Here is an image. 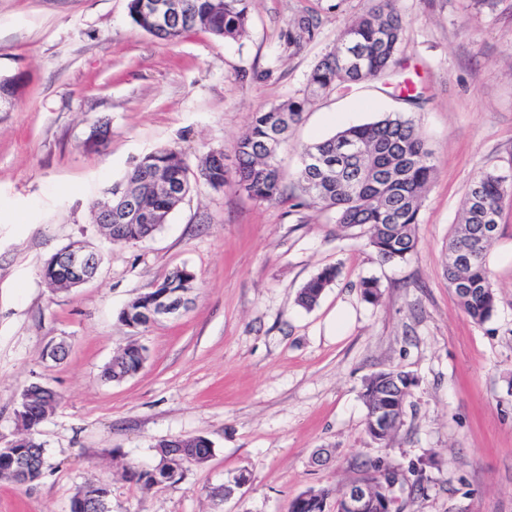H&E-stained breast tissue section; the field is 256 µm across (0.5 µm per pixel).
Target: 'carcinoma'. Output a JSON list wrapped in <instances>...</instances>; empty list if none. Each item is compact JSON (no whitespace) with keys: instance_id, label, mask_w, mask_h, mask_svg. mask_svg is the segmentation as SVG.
I'll return each mask as SVG.
<instances>
[{"instance_id":"carcinoma-1","label":"carcinoma","mask_w":512,"mask_h":512,"mask_svg":"<svg viewBox=\"0 0 512 512\" xmlns=\"http://www.w3.org/2000/svg\"><path fill=\"white\" fill-rule=\"evenodd\" d=\"M180 10L157 26L139 9L140 0H130L133 21L157 39L174 42L194 30H204L216 37L236 39L246 29L249 0H181ZM319 18L299 15L288 29V44L299 46L312 41L319 32ZM404 22L395 0H380L377 7L359 16L340 33L336 47L312 68L303 95L274 105L255 114L248 131L239 139L237 149L238 186L250 197L279 204L293 201V207L319 205L336 212V222L343 228L363 227L369 245L380 261H407L418 248L416 225L424 193L435 173L433 153L419 136L411 119L388 114L373 122L338 130L334 135L305 147L296 180V192L287 193L278 156L288 144L292 128L302 119L307 106L317 98L369 80H386L402 67L399 57L404 39ZM278 143L271 151L268 146ZM339 164V178L322 176L317 163ZM198 176L218 190L226 182L224 162L209 152L198 166ZM190 190L189 166L175 149H160L144 156L127 174L125 181L112 186V223L105 224L95 214L105 234L116 244H136L161 229L169 215ZM512 196V182L495 172L476 176L469 184L461 222L454 226L448 241V287L470 319L482 325L492 316L496 295L486 264V255L496 237L486 236L487 226H500L504 199ZM133 200L144 219L128 222L121 213ZM338 270L328 266L311 277L301 288L298 303L313 308L324 290L336 281ZM194 280L191 274L172 273L158 283L154 292L147 287L129 305L145 308L156 293L186 292ZM363 299L375 303L380 286L373 278L359 282ZM147 359L146 349L129 345L106 365L103 377L121 382L140 369ZM415 381L410 374L395 368L368 376L362 397L367 416L378 412L391 421L381 437L386 445L403 424L410 406L408 397ZM32 395L29 406L18 420L24 429L16 439L26 449L17 458L0 455V473L19 486L37 481L43 473V444L38 427L47 410L55 407L53 395L35 385L27 387ZM160 459L176 454L177 474L157 468L130 467L123 477L146 488L172 485L182 477L185 463L201 464L212 454L205 437L175 438L157 445ZM430 461L419 458L408 465L384 457L357 465L358 480L368 483L376 499L390 500L393 478L400 475L408 482L407 497L426 491V467ZM82 498L71 500L70 512H110L111 490L106 484L91 485L80 491ZM330 492L310 488L296 496L288 512H330Z\"/></svg>"}]
</instances>
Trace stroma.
I'll return each mask as SVG.
<instances>
[{"instance_id":"stroma-1","label":"stroma","mask_w":512,"mask_h":512,"mask_svg":"<svg viewBox=\"0 0 512 512\" xmlns=\"http://www.w3.org/2000/svg\"><path fill=\"white\" fill-rule=\"evenodd\" d=\"M377 0H251L248 32L196 31L165 42L141 30L129 0H0V80L17 83L0 112V446L14 440L23 390L44 382L60 402L38 428L41 478L0 482V512H70L78 489L111 486L112 512H288L310 488L336 490L356 461L434 458L424 496L404 512H512V198L487 254L497 296L475 324L446 279L448 238L470 182L512 176V0H396L405 65L389 90L365 82L316 100L279 155L286 184L301 150L351 125L400 113L436 167L419 214L416 253L378 260L363 229L316 206L269 204L235 182L191 190L152 238L112 243L93 205L147 154L179 150L190 167L209 151L234 174L254 113L301 94L344 26ZM318 14L301 48L285 34ZM423 91L412 106L400 87ZM110 134L83 145L95 123ZM82 241L102 255L93 280L52 290L43 264ZM339 275L310 310L297 303L322 268ZM191 270V308L133 329L118 320L152 283ZM373 278L371 304L358 283ZM348 309L345 327L335 313ZM62 343L67 356L45 359ZM144 346L135 376L105 381L122 348ZM400 367L417 384L389 446L365 431L364 379ZM202 436L204 463L178 483L128 482L127 467L157 464L163 440ZM225 501L213 488L239 474Z\"/></svg>"}]
</instances>
